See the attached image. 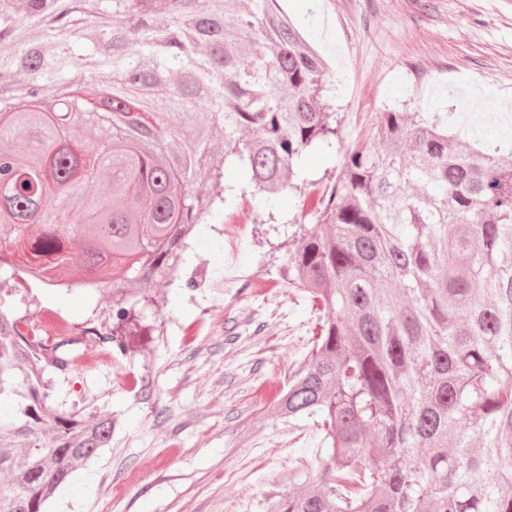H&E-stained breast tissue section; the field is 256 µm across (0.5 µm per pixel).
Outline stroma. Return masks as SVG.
<instances>
[{
    "label": "stroma",
    "mask_w": 512,
    "mask_h": 512,
    "mask_svg": "<svg viewBox=\"0 0 512 512\" xmlns=\"http://www.w3.org/2000/svg\"><path fill=\"white\" fill-rule=\"evenodd\" d=\"M331 71L340 119L335 147L307 157L298 183L319 195L341 153L367 140L388 108L446 118L463 141L512 153V0H282ZM294 192L257 208L239 195L224 218L195 225L184 273L195 289L142 288L165 299L145 309L134 352L80 361L55 403L112 415L110 447L50 498L48 512H267L291 473L315 465L312 421L288 422L273 403L310 347L316 317L282 270L296 247ZM237 227L243 276L220 278L226 233ZM48 307L84 321L112 307L108 293L51 290Z\"/></svg>",
    "instance_id": "35a3bbf8"
}]
</instances>
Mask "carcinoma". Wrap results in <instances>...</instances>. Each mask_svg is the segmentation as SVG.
Masks as SVG:
<instances>
[{
  "label": "carcinoma",
  "mask_w": 512,
  "mask_h": 512,
  "mask_svg": "<svg viewBox=\"0 0 512 512\" xmlns=\"http://www.w3.org/2000/svg\"><path fill=\"white\" fill-rule=\"evenodd\" d=\"M0 44L6 85L32 102L0 111V253L32 258L10 278L112 289L102 322L31 337L0 292V512H45L116 427L53 407L57 381L90 348L129 354L136 289L174 282L185 236L233 203L228 158L267 209L340 120L278 0H0ZM100 69L99 103L68 95L72 73ZM103 170L111 191L89 193ZM296 208L315 223L298 225L283 277L316 336L275 408L321 440L306 485L269 512H512V159L387 110ZM76 238L95 270L78 278Z\"/></svg>",
  "instance_id": "carcinoma-1"
}]
</instances>
